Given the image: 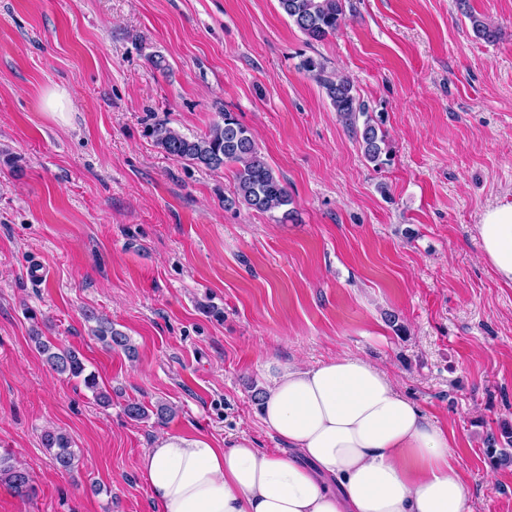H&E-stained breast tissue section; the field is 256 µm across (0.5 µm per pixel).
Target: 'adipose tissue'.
Listing matches in <instances>:
<instances>
[{"mask_svg": "<svg viewBox=\"0 0 512 512\" xmlns=\"http://www.w3.org/2000/svg\"><path fill=\"white\" fill-rule=\"evenodd\" d=\"M481 256L512 284V200L487 207ZM261 419L284 442L223 448L166 432L140 459L159 512H466L448 432L369 359L339 354L270 377Z\"/></svg>", "mask_w": 512, "mask_h": 512, "instance_id": "obj_1", "label": "adipose tissue"}]
</instances>
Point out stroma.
Segmentation results:
<instances>
[{"label":"stroma","mask_w":512,"mask_h":512,"mask_svg":"<svg viewBox=\"0 0 512 512\" xmlns=\"http://www.w3.org/2000/svg\"><path fill=\"white\" fill-rule=\"evenodd\" d=\"M312 42L278 0H0V512H157L139 460L165 432L280 447L268 376L339 353L376 362L455 439L470 512H512V286L475 226L512 200V0H345ZM497 35L478 37L469 14ZM164 57L167 70L150 56ZM346 76L387 135L369 163L306 57ZM65 91V114L45 106ZM232 113L292 197L225 208L233 169L169 157ZM41 264L47 276L29 279ZM135 355L93 334L94 316ZM77 349L101 406L31 339ZM166 404L133 420L123 409ZM67 435L66 472L43 445ZM43 442L46 448L58 449L55 454V461L61 469L70 471L78 465V457L71 449V443L65 434L47 431L43 436ZM7 483L21 497L30 496L34 488L27 470L11 462V458L0 456V482Z\"/></svg>","instance_id":"stroma-1"}]
</instances>
